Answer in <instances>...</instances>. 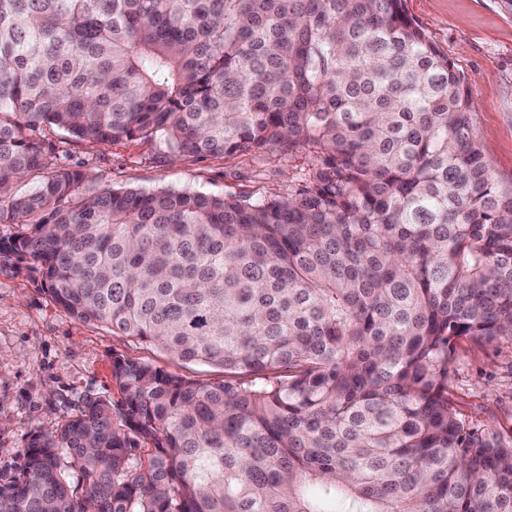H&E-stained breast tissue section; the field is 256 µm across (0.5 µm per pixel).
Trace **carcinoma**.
<instances>
[{"label":"carcinoma","mask_w":512,"mask_h":512,"mask_svg":"<svg viewBox=\"0 0 512 512\" xmlns=\"http://www.w3.org/2000/svg\"><path fill=\"white\" fill-rule=\"evenodd\" d=\"M403 0H0V218L68 317L224 371L112 357L119 400L34 432L0 512H512L456 344L512 338V187ZM306 151L253 198L101 188L52 140ZM78 471L84 487L70 486Z\"/></svg>","instance_id":"carcinoma-1"}]
</instances>
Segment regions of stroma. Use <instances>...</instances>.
Returning a JSON list of instances; mask_svg holds the SVG:
<instances>
[{
  "label": "stroma",
  "instance_id": "stroma-1",
  "mask_svg": "<svg viewBox=\"0 0 512 512\" xmlns=\"http://www.w3.org/2000/svg\"><path fill=\"white\" fill-rule=\"evenodd\" d=\"M436 48L471 80L473 125L500 185L512 184V12L501 0H404ZM52 165L92 178L91 188L198 191L254 197L297 184L303 153L278 151L173 157L163 137L90 146L54 140ZM33 262L0 254V475L22 462L32 431L55 434L86 397L117 396L112 355L140 358L188 378H223L221 369L174 361L161 349L63 314L40 290ZM451 389L472 427L512 436V339L460 341Z\"/></svg>",
  "mask_w": 512,
  "mask_h": 512
}]
</instances>
